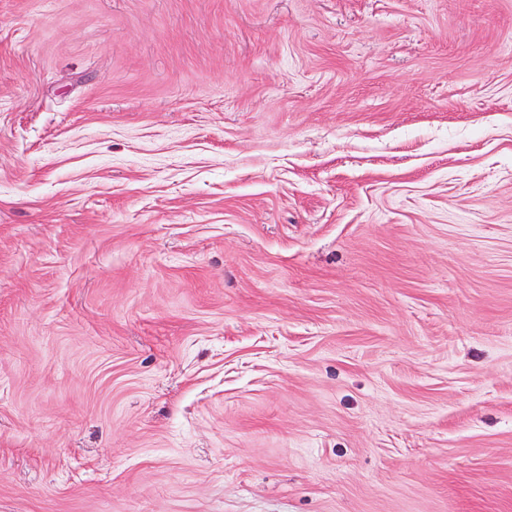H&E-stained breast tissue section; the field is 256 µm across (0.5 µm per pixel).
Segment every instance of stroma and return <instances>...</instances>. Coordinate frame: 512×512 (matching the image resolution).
<instances>
[{"mask_svg":"<svg viewBox=\"0 0 512 512\" xmlns=\"http://www.w3.org/2000/svg\"><path fill=\"white\" fill-rule=\"evenodd\" d=\"M0 512H512V0H0Z\"/></svg>","mask_w":512,"mask_h":512,"instance_id":"35a3bbf8","label":"stroma"}]
</instances>
